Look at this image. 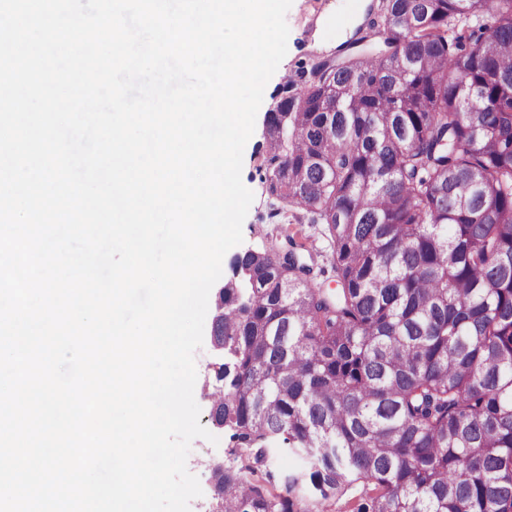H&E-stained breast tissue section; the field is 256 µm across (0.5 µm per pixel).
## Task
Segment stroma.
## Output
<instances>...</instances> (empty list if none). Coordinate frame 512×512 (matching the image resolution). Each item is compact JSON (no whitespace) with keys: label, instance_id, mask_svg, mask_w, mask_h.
Listing matches in <instances>:
<instances>
[{"label":"stroma","instance_id":"stroma-1","mask_svg":"<svg viewBox=\"0 0 512 512\" xmlns=\"http://www.w3.org/2000/svg\"><path fill=\"white\" fill-rule=\"evenodd\" d=\"M364 10H353L352 0H293L286 15L289 27L288 51L277 72L267 83L261 111H268L276 87L285 75H296L298 65L309 56L330 54L344 42L353 29L362 23ZM262 142L260 133H253L243 154L242 181L254 194V200L243 222V248L261 245L269 223L268 214L279 202L269 196L255 171L256 155ZM215 441L202 438L191 444L187 458L188 470L199 479L202 494L190 503V512H208L212 500L210 472L215 464L230 459L228 439L222 429H215Z\"/></svg>","mask_w":512,"mask_h":512}]
</instances>
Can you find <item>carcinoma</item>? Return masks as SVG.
I'll use <instances>...</instances> for the list:
<instances>
[{
	"label": "carcinoma",
	"instance_id": "cac0c4a2",
	"mask_svg": "<svg viewBox=\"0 0 512 512\" xmlns=\"http://www.w3.org/2000/svg\"><path fill=\"white\" fill-rule=\"evenodd\" d=\"M277 86L230 261L210 512H512V0H378ZM285 224H322L336 287ZM287 450L304 472L270 469Z\"/></svg>",
	"mask_w": 512,
	"mask_h": 512
}]
</instances>
